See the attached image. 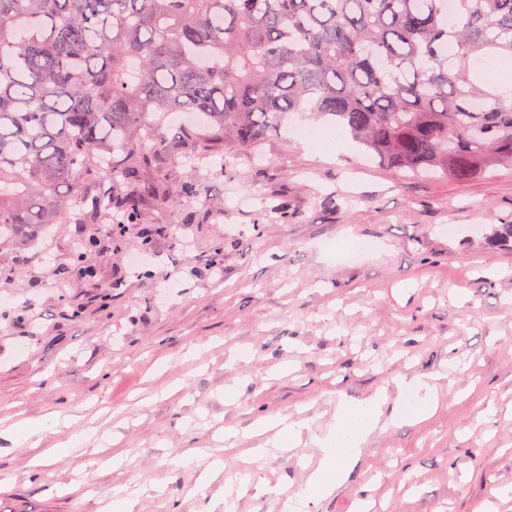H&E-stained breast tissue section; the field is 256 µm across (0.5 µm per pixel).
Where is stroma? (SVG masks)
I'll use <instances>...</instances> for the list:
<instances>
[{
    "mask_svg": "<svg viewBox=\"0 0 512 512\" xmlns=\"http://www.w3.org/2000/svg\"><path fill=\"white\" fill-rule=\"evenodd\" d=\"M300 123L333 127L293 115L223 168H178L169 190L202 189L193 220L171 206L174 234L147 247L142 224L102 235L93 277L64 276L70 224L0 249V427L72 417L36 447L0 440V512H110L118 486L133 512H282L340 404L380 392L349 478L304 512H512V250L487 240L512 224V169L403 176L355 146L312 151ZM350 238L370 250L342 252ZM427 375L438 407L403 421L400 377ZM276 416L309 420L300 445L254 435ZM186 448L203 463L175 467Z\"/></svg>",
    "mask_w": 512,
    "mask_h": 512,
    "instance_id": "stroma-1",
    "label": "stroma"
}]
</instances>
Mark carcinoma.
I'll return each mask as SVG.
<instances>
[{"label":"carcinoma","instance_id":"1","mask_svg":"<svg viewBox=\"0 0 512 512\" xmlns=\"http://www.w3.org/2000/svg\"><path fill=\"white\" fill-rule=\"evenodd\" d=\"M489 54L512 58V0H0V243L132 223L134 197L167 195L142 171L249 150L291 112L397 173L512 167ZM176 111L206 132L160 136Z\"/></svg>","mask_w":512,"mask_h":512}]
</instances>
